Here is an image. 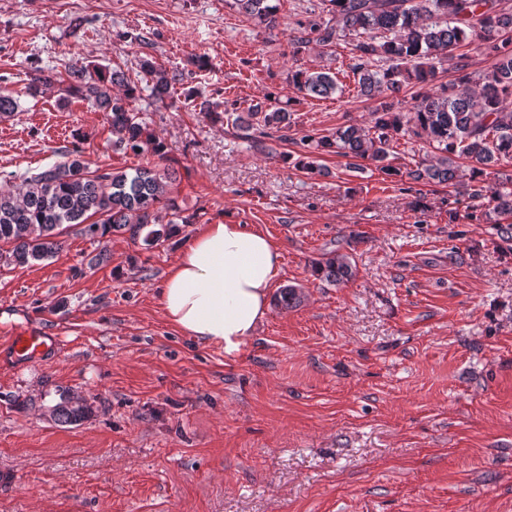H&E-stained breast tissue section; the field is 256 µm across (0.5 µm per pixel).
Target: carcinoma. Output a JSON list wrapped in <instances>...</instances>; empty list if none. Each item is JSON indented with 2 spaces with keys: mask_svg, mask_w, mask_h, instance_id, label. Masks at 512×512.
<instances>
[{
  "mask_svg": "<svg viewBox=\"0 0 512 512\" xmlns=\"http://www.w3.org/2000/svg\"><path fill=\"white\" fill-rule=\"evenodd\" d=\"M326 14L314 15L291 41L293 55L310 43L328 46L351 42V71L358 95L375 102L369 124L339 127L330 135H306L295 165L315 170L308 147L375 164L384 175L424 186L460 187L458 194L473 204L467 218L481 221L498 216L501 239L512 241V174L501 176L495 167L512 160V9L503 0H328ZM255 22L268 29L277 24L268 0H235ZM467 45L475 52L497 59L492 70L478 79L466 72L465 54L454 51ZM455 61L456 77L435 84L438 70ZM140 68L150 78L152 97L164 100L178 81L177 75L149 59ZM66 78L43 70L31 78L35 95L55 83L108 113L112 146L135 154L162 155L163 147L145 135L140 113L131 108L135 90L123 75L99 71L92 75L83 66L71 65ZM291 82L306 96L330 97L342 90L336 74L298 70ZM428 87L401 106L398 95L410 84ZM213 119L224 118L236 128L255 130L266 138L269 131L288 139L291 115L276 101L256 105L244 117L237 112L220 114L208 107ZM425 139L434 149L431 159L402 171L387 163L392 141ZM471 162L467 181L460 182L458 160ZM170 173L139 166L132 172L91 175L78 148L65 160L32 176L0 188V244L9 246L8 258L17 265L52 257L62 245L61 226L82 224L95 236L127 232L143 238L147 246L170 236L160 209H171L167 195ZM311 272L332 285L353 277L351 257L337 249L312 261ZM87 404L68 398L55 405L52 416L61 426L82 422Z\"/></svg>",
  "mask_w": 512,
  "mask_h": 512,
  "instance_id": "carcinoma-1",
  "label": "carcinoma"
}]
</instances>
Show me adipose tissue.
<instances>
[{"label":"adipose tissue","mask_w":512,"mask_h":512,"mask_svg":"<svg viewBox=\"0 0 512 512\" xmlns=\"http://www.w3.org/2000/svg\"><path fill=\"white\" fill-rule=\"evenodd\" d=\"M281 270L264 234L239 224H209L182 247L160 289L171 326L232 354L264 319Z\"/></svg>","instance_id":"adipose-tissue-1"}]
</instances>
